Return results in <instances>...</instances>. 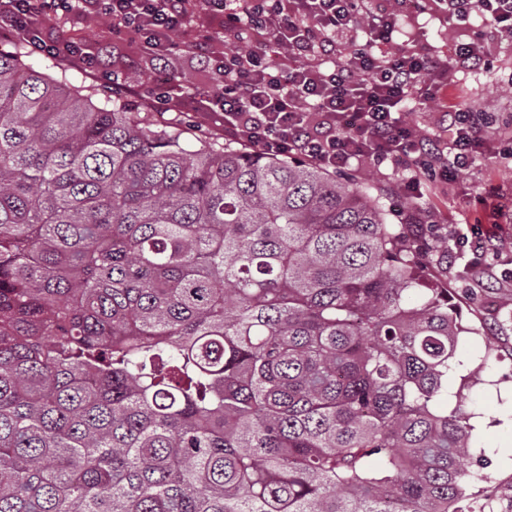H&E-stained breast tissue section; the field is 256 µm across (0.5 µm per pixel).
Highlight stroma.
<instances>
[{
    "instance_id": "1",
    "label": "stroma",
    "mask_w": 512,
    "mask_h": 512,
    "mask_svg": "<svg viewBox=\"0 0 512 512\" xmlns=\"http://www.w3.org/2000/svg\"><path fill=\"white\" fill-rule=\"evenodd\" d=\"M388 5L403 17V26L394 37L398 48L444 58L469 40L468 27L448 22L437 5H430L424 13L406 11L402 0H388ZM47 34L74 42L83 55L100 63V71L40 54L29 55V64L54 77H65L95 102L100 101L99 88L113 68L126 67L139 56L133 35L74 13L54 16ZM484 34L489 47L487 67L466 75L448 72L447 101L490 113L491 122L481 132V155L472 168L458 180L424 185L439 234L423 256L428 278L447 288L464 324L472 329L461 339L464 367L450 374L448 387L463 390L466 411L485 420V429L472 436V454L478 460L474 470L484 477L480 487L494 512H512V399L507 396L512 389V288L501 278L503 270H512V253L503 254L486 271L468 268L463 257L449 263L445 246L453 228L464 233L478 228L512 242V160L504 155L512 135V92L507 89L512 83V43L499 39L490 25ZM151 75V67H144L133 90L119 95V104L140 113L148 124L183 127L191 137L223 144L220 113L156 111ZM404 173L401 165L389 169L363 162L353 166L347 177L351 186L378 199L391 223L399 224L412 206L411 199L399 191Z\"/></svg>"
}]
</instances>
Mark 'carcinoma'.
<instances>
[{
  "instance_id": "obj_1",
  "label": "carcinoma",
  "mask_w": 512,
  "mask_h": 512,
  "mask_svg": "<svg viewBox=\"0 0 512 512\" xmlns=\"http://www.w3.org/2000/svg\"><path fill=\"white\" fill-rule=\"evenodd\" d=\"M327 169L190 144L0 42V512H485L467 332Z\"/></svg>"
}]
</instances>
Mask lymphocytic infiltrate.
Instances as JSON below:
<instances>
[{
	"label": "lymphocytic infiltrate",
	"instance_id": "1",
	"mask_svg": "<svg viewBox=\"0 0 512 512\" xmlns=\"http://www.w3.org/2000/svg\"><path fill=\"white\" fill-rule=\"evenodd\" d=\"M196 0H0V33L22 39L30 52L72 63L70 45L44 39L41 24L54 14L105 16L113 28L137 35L161 65L171 55L205 49V28L181 46ZM209 18H221L236 45L213 63L219 85L192 86L190 102L224 113L227 138L265 153L300 155L341 171L355 163L395 166L411 159L415 172L403 187L418 198L421 174L458 179L474 161L477 133L488 119L447 102V70L485 61L483 36L458 45L449 59L427 52L390 51L399 16L371 0H203ZM449 20L477 18L512 40V0H438ZM357 41L340 55L338 43ZM292 64H275L277 56ZM439 102L450 134L446 146L426 139L401 116L410 102Z\"/></svg>",
	"mask_w": 512,
	"mask_h": 512
}]
</instances>
